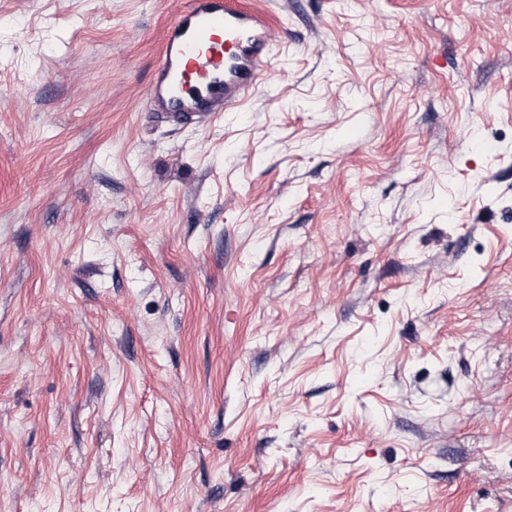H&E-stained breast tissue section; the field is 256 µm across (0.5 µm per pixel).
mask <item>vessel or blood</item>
<instances>
[{
	"label": "vessel or blood",
	"mask_w": 512,
	"mask_h": 512,
	"mask_svg": "<svg viewBox=\"0 0 512 512\" xmlns=\"http://www.w3.org/2000/svg\"><path fill=\"white\" fill-rule=\"evenodd\" d=\"M276 39L237 0H184L169 18L145 89L149 111L203 123L256 95Z\"/></svg>",
	"instance_id": "1"
}]
</instances>
